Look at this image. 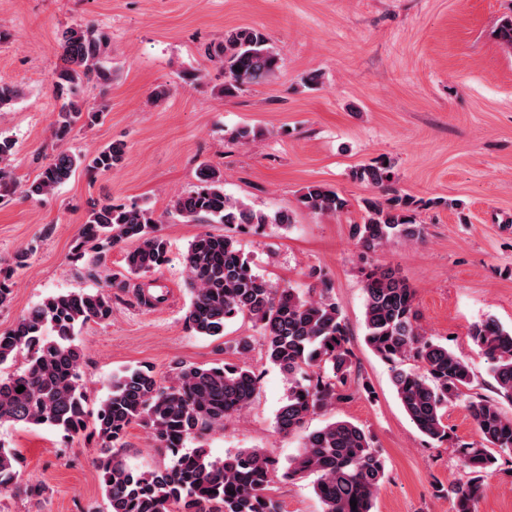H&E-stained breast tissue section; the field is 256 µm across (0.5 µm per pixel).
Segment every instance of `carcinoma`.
I'll use <instances>...</instances> for the list:
<instances>
[{
	"mask_svg": "<svg viewBox=\"0 0 512 512\" xmlns=\"http://www.w3.org/2000/svg\"><path fill=\"white\" fill-rule=\"evenodd\" d=\"M107 32L76 24L65 28L59 40L63 65L53 72L52 85L63 100L55 121V137L65 139L82 118L95 123L104 108H89L80 98L84 83H108L112 71L105 65ZM205 54L224 69V96H234L246 84H258L280 65L281 54L263 31L238 28L224 34V42L209 45ZM14 144L0 137V191L16 185L12 157ZM126 145L112 142L93 154L56 153L33 181L25 184V198L38 201L53 193L80 167L110 171L124 160ZM356 179L384 190L392 179V165L380 159L355 171ZM306 210L338 215L348 200L336 189L313 184L298 199ZM417 202L394 194L381 201L363 200L362 223L352 234L366 252L404 240L424 239L417 223ZM173 209L193 222L250 226L289 224L285 211L257 212L224 193L220 173L200 167L198 184L178 195ZM161 220L136 203H94L80 225L76 247L101 254L133 241L124 256L127 272L153 274L164 264L167 243L159 234ZM20 254L14 265L0 267V307L11 300V279L25 265ZM189 303L184 322L200 336L221 337L226 324L248 318L263 340L266 360L288 376V395L276 419V432L289 435L307 419L326 411L349 394L343 387L352 372V353L341 310L329 297L330 287L317 276L320 287L303 293L276 286L257 274L250 258L230 235L198 234L184 255ZM86 275L103 282V289L78 290L50 296L32 307L16 324L0 333V424L50 427L66 437L88 428V402L82 374L79 329L90 320L100 322L112 313V292L133 293L139 304L154 308L164 295L148 283H133L101 274L97 264ZM364 341L391 365L393 387L405 414L430 441L451 439L445 414L448 406L464 404L481 443L458 445L459 465L466 480L448 482L446 493L454 512H476L478 499L489 488L488 478L502 471L501 460L512 459V417L499 401L512 403V329L488 316L471 325L469 335L488 365L496 397H474L471 366L426 336L420 324L415 293L398 273L379 265L364 273ZM24 367L2 372L22 351ZM251 351L248 338L224 342V354L244 358ZM414 361L418 368L406 367ZM312 371L306 382L301 374ZM167 382L153 369L138 367L112 377L93 423L101 454L96 460L107 512H278L268 494L272 460L259 448L229 453L211 460L205 449L185 448L191 439L224 427V420L246 407L259 388L252 369L231 362L208 367L180 365ZM24 386L21 393L16 388ZM150 429L164 463L137 471L124 461V438L133 423ZM17 454L0 445V493L15 486ZM317 475L314 492L323 512H372L376 495L387 478L385 460L372 436L348 420H335L308 432L302 448L288 463V480ZM357 501L351 506L350 501Z\"/></svg>",
	"mask_w": 512,
	"mask_h": 512,
	"instance_id": "carcinoma-1",
	"label": "carcinoma"
}]
</instances>
